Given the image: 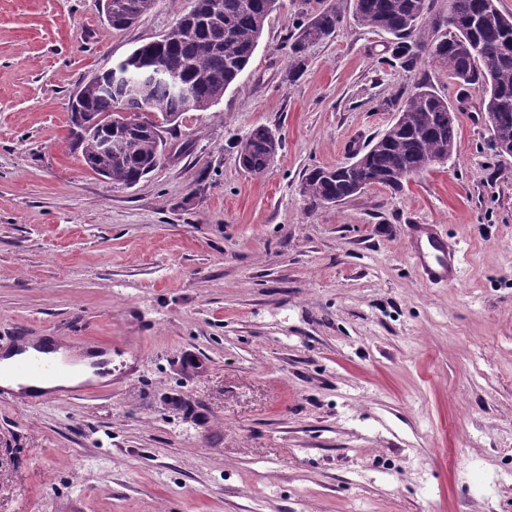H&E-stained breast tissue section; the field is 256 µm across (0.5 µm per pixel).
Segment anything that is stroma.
Wrapping results in <instances>:
<instances>
[{
    "label": "stroma",
    "instance_id": "obj_1",
    "mask_svg": "<svg viewBox=\"0 0 512 512\" xmlns=\"http://www.w3.org/2000/svg\"><path fill=\"white\" fill-rule=\"evenodd\" d=\"M427 0L412 42L449 31ZM105 0H0V350L52 336L112 379L0 392V512H512V154L472 90L353 0H279L245 71L166 126L161 164L115 187L70 148V105L194 0L112 29ZM341 22L291 73L287 35ZM456 109L448 161L310 207L304 173L350 161L418 82ZM282 147L244 172L238 141ZM462 259L427 285L410 225ZM279 149V137L268 127L258 126L238 143V161L245 172L259 175L272 164Z\"/></svg>",
    "mask_w": 512,
    "mask_h": 512
}]
</instances>
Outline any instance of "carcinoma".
I'll use <instances>...</instances> for the list:
<instances>
[{
  "label": "carcinoma",
  "instance_id": "carcinoma-1",
  "mask_svg": "<svg viewBox=\"0 0 512 512\" xmlns=\"http://www.w3.org/2000/svg\"><path fill=\"white\" fill-rule=\"evenodd\" d=\"M125 12L112 14L111 27L123 30L153 9L155 0H127ZM276 0H201L197 16L183 14L160 39L135 48L121 61L134 78L145 66H160L189 86L191 102L178 97L163 81L146 85L137 94L112 88V72L103 71L82 87L79 108L71 110V147L84 162L114 186H130L157 167L162 144L149 133L129 129L117 118L124 112L139 118L151 112L161 123L172 124L187 112H204L218 103L248 66L263 35ZM358 24L384 31L397 39L394 56L414 67L428 56L462 86H476L483 94L484 112L495 113L492 125L497 149L512 144V14L498 0H451L448 36L425 49L407 41L424 14L422 0H354ZM340 22L332 9L313 16L287 39L292 70L304 66L309 45L329 37ZM448 99L419 83L404 99L399 116L383 135L370 142L358 167L340 163L304 174L301 193L318 207L334 198L347 199L372 186L403 190L404 182L428 170L427 160H447L456 145V121L448 120ZM112 140V149L102 140ZM279 137L258 126L238 143L241 168L259 175L274 161Z\"/></svg>",
  "mask_w": 512,
  "mask_h": 512
}]
</instances>
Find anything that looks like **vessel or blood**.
Instances as JSON below:
<instances>
[{"label": "vessel or blood", "instance_id": "1", "mask_svg": "<svg viewBox=\"0 0 512 512\" xmlns=\"http://www.w3.org/2000/svg\"><path fill=\"white\" fill-rule=\"evenodd\" d=\"M410 250L421 279L427 284H452L459 276L460 258L457 250L433 224L411 227ZM11 372L19 378L52 381L57 374L56 364L38 355H26L15 360Z\"/></svg>", "mask_w": 512, "mask_h": 512}]
</instances>
